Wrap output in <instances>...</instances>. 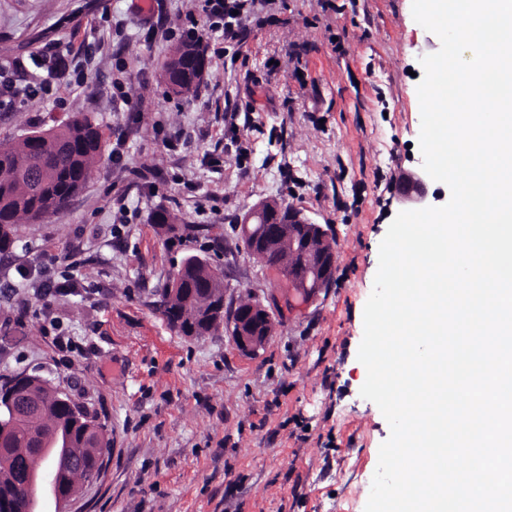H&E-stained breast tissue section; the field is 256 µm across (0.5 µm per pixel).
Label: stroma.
Here are the masks:
<instances>
[{
    "mask_svg": "<svg viewBox=\"0 0 512 512\" xmlns=\"http://www.w3.org/2000/svg\"><path fill=\"white\" fill-rule=\"evenodd\" d=\"M237 59L203 38L208 76L169 93L160 67L198 0H0V79L27 67L0 141L86 113L104 158L69 204L18 225L0 258V383L50 380L95 416L107 452L78 495L43 512H365L390 426L360 389L357 359L379 247L419 171L423 56L440 48L412 0H276ZM69 69L43 89L41 61ZM239 127L224 126L226 101ZM275 201L328 226L336 274L301 313L275 314L263 350L226 328L180 335L156 309L182 259L224 274V304L287 291L239 238L253 206ZM176 215L169 238L151 217ZM54 267L61 290L43 291Z\"/></svg>",
    "mask_w": 512,
    "mask_h": 512,
    "instance_id": "obj_1",
    "label": "stroma"
}]
</instances>
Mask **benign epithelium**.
Masks as SVG:
<instances>
[{
    "instance_id": "1",
    "label": "benign epithelium",
    "mask_w": 512,
    "mask_h": 512,
    "mask_svg": "<svg viewBox=\"0 0 512 512\" xmlns=\"http://www.w3.org/2000/svg\"><path fill=\"white\" fill-rule=\"evenodd\" d=\"M425 172L404 174L399 181L402 199L415 204L426 200ZM281 207L276 202H262L251 208L240 225L241 237L246 249L267 270L288 288L284 304H275L270 309L259 300H251L236 306L231 314V337L237 349L247 355H255L263 349L274 331L272 310L288 309L297 313L302 306L317 300L324 288L332 282L336 266L333 238L321 224L314 223L302 211L288 209V220L284 224L273 223L280 215ZM307 257V262H296L298 253ZM40 402L31 396L20 403H10L11 417L39 414L36 406ZM82 450L75 448H41L43 457L53 456L65 470L82 471ZM41 472L33 468L30 472L32 493L42 489L50 493L57 504L63 505L76 496L79 484L72 481L60 491L53 482H37Z\"/></svg>"
}]
</instances>
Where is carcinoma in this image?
Segmentation results:
<instances>
[{
	"label": "carcinoma",
	"instance_id": "carcinoma-1",
	"mask_svg": "<svg viewBox=\"0 0 512 512\" xmlns=\"http://www.w3.org/2000/svg\"><path fill=\"white\" fill-rule=\"evenodd\" d=\"M201 38L187 36L172 51L166 66L169 84L193 88L194 66L177 59L201 53ZM103 153L102 134L92 119L78 113L62 125L34 130L22 138L0 142V255L14 244L16 225L34 222L64 208L84 187ZM183 299L192 311L186 318L163 312L166 322L183 336H204L224 325V285L214 282L209 262L195 256L182 261ZM32 394L43 401L37 420H11L4 408L10 394ZM103 426L81 409H72L38 378L16 376L0 387V448L18 467L30 465L48 471L49 460L35 457L31 449L47 448L50 436L57 445L86 448L93 445ZM27 479L0 464V509L28 512L29 500L23 491Z\"/></svg>",
	"mask_w": 512,
	"mask_h": 512
}]
</instances>
